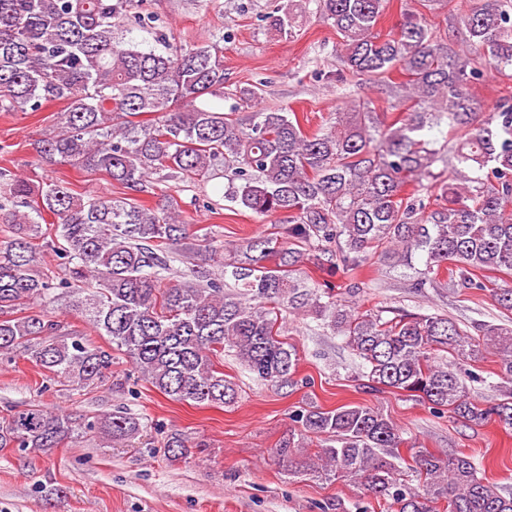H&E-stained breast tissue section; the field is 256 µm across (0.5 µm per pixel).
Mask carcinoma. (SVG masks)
<instances>
[{
  "instance_id": "obj_1",
  "label": "carcinoma",
  "mask_w": 512,
  "mask_h": 512,
  "mask_svg": "<svg viewBox=\"0 0 512 512\" xmlns=\"http://www.w3.org/2000/svg\"><path fill=\"white\" fill-rule=\"evenodd\" d=\"M307 0H290L274 18L295 33ZM340 38L343 69L336 81L363 76L389 96L411 102L392 123L362 101L316 132L294 112L261 108L240 120L203 103L224 95V48L172 42L160 18L137 0H0V112H38L66 102L56 127L38 142L48 163L99 171L128 190L124 197L83 195L62 182L34 188L0 168V355L20 350L51 379L79 389L111 373L112 353L94 345L48 310L24 315L37 300L67 298L66 307L160 393L176 401L230 405L237 391L214 358L228 350L259 379L291 381L295 348L280 339L278 306L314 315L342 336L363 361V386L395 389L473 424L495 420L512 428V326L482 324V339L444 315L401 314L384 319L359 311L331 284L305 288L292 276L308 260L334 276L369 253L418 255L413 287L432 288L448 262L454 287H486L490 274H512V95L482 112L470 92L483 72L470 57L502 70L512 67V0H478L461 15L465 49L434 42L430 29L405 14L396 32L377 23L388 0H312ZM144 32L139 39L135 32ZM400 70L406 80L394 82ZM155 114L151 122L138 120ZM447 129L436 146L425 130ZM224 169L223 198L262 217H282L288 247L264 238L229 249L214 276L205 266L226 245L190 242V222L177 198L162 193L148 206L140 194L152 181L189 184ZM52 218L49 247L68 277L54 282L36 268L42 224ZM198 257L183 271L175 257ZM276 258L275 266L261 261ZM233 280L224 290L225 279ZM499 358L500 400L483 404L466 388L461 364L479 360L480 344ZM443 351L450 360L439 362ZM306 434L324 438L315 454L325 472L360 480L367 493L395 512H512V493L484 477L461 452L436 455L411 446L420 489L400 477L403 430L366 404L296 414ZM95 432L110 444L142 435L128 409L82 422L65 410L29 404L0 421V451H45ZM192 443L167 436L165 453L188 457Z\"/></svg>"
}]
</instances>
